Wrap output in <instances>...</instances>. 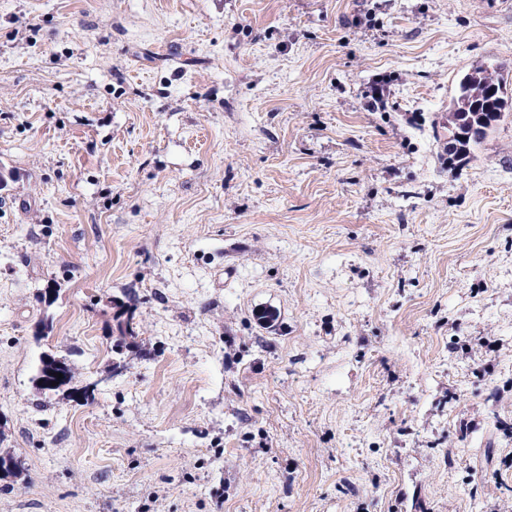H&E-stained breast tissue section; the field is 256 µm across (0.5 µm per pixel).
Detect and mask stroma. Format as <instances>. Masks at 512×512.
<instances>
[{
    "label": "stroma",
    "mask_w": 512,
    "mask_h": 512,
    "mask_svg": "<svg viewBox=\"0 0 512 512\" xmlns=\"http://www.w3.org/2000/svg\"><path fill=\"white\" fill-rule=\"evenodd\" d=\"M493 60L512 0H0V512H512ZM505 71L504 64L478 63L455 81L448 111V133L456 134L455 144L453 149H448L447 143L444 147L449 169L469 159L472 148L484 139L486 129L493 130L512 117V89L509 96ZM493 85L497 86L496 94L489 93ZM115 319L117 321L116 330L119 336L117 346L121 347L123 344H127V340H134L138 336L137 324L134 321V311L126 308L118 313ZM62 363L64 365L63 378L57 380L58 385H55L51 388H46L43 385L42 378L45 374L47 364L45 359H43L42 367L40 365L41 368H38L37 374L33 378L36 389L43 394H56L59 392L64 394V392L68 391L67 397L73 398V401L77 402L87 403L89 400H93L94 390H89L87 386L78 387L76 384V376L73 368L65 360H62Z\"/></svg>",
    "instance_id": "obj_1"
}]
</instances>
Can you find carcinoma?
I'll return each mask as SVG.
<instances>
[{
    "label": "carcinoma",
    "mask_w": 512,
    "mask_h": 512,
    "mask_svg": "<svg viewBox=\"0 0 512 512\" xmlns=\"http://www.w3.org/2000/svg\"><path fill=\"white\" fill-rule=\"evenodd\" d=\"M507 67L500 63H478L461 75L454 85L451 107L448 111V133L453 135L454 148L445 149L448 168L455 169L464 164L472 148L485 137L486 130L497 127L512 117V95L507 92L505 80ZM118 345L138 336L134 311L129 308L116 315ZM47 364H42L33 378L36 389L43 394L66 392L77 402L94 398V391L76 384V376L69 364H64L63 378L58 384L47 388L42 378ZM21 463L13 453L0 450V481L12 482L21 478Z\"/></svg>",
    "instance_id": "1"
}]
</instances>
